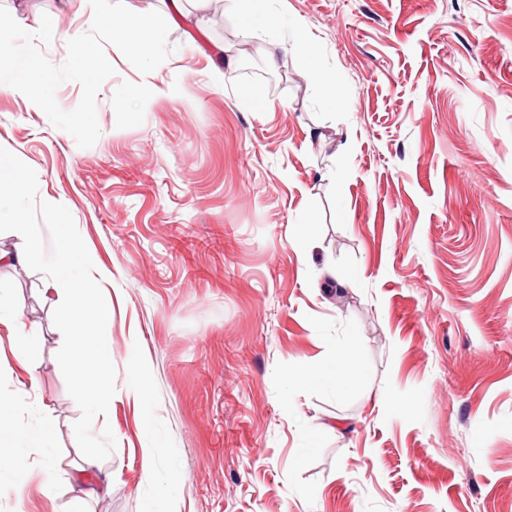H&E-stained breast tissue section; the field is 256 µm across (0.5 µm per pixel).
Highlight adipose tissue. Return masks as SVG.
Returning a JSON list of instances; mask_svg holds the SVG:
<instances>
[{
  "label": "adipose tissue",
  "mask_w": 512,
  "mask_h": 512,
  "mask_svg": "<svg viewBox=\"0 0 512 512\" xmlns=\"http://www.w3.org/2000/svg\"><path fill=\"white\" fill-rule=\"evenodd\" d=\"M29 186L27 169L12 158L0 156V223L9 226L20 241L16 250L0 248V264L21 265L37 259L50 271L47 294L65 304L63 360L71 366L77 398L87 409L100 412L112 402L108 379L112 355L107 343L112 334V309L98 300L103 280L109 271L95 267L90 253L75 235L71 225L55 224L56 240L46 246L44 227L23 223L19 209ZM55 424L41 417L30 425L14 426L0 422V482L15 492L27 486L28 468L20 454L21 447L42 449L49 471L58 463L50 445Z\"/></svg>",
  "instance_id": "adipose-tissue-1"
}]
</instances>
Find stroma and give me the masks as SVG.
Returning <instances> with one entry per match:
<instances>
[{
	"label": "stroma",
	"mask_w": 512,
	"mask_h": 512,
	"mask_svg": "<svg viewBox=\"0 0 512 512\" xmlns=\"http://www.w3.org/2000/svg\"><path fill=\"white\" fill-rule=\"evenodd\" d=\"M124 3L159 12L172 51L143 75L105 45L93 147L0 91V155L30 175L24 222L62 213L112 272L114 394L99 414L78 401L42 264L0 265L15 313L0 396L27 397L11 423L50 414L61 457L49 494L41 450L24 449L26 490L0 485V512H512V0H268L262 39L228 2ZM0 7L30 32L50 16L39 48L56 65L92 14ZM22 324L42 345L33 370L13 353ZM352 343L342 393L289 396ZM152 445L160 486L142 473ZM77 476L100 489L79 506Z\"/></svg>",
	"instance_id": "35a3bbf8"
}]
</instances>
